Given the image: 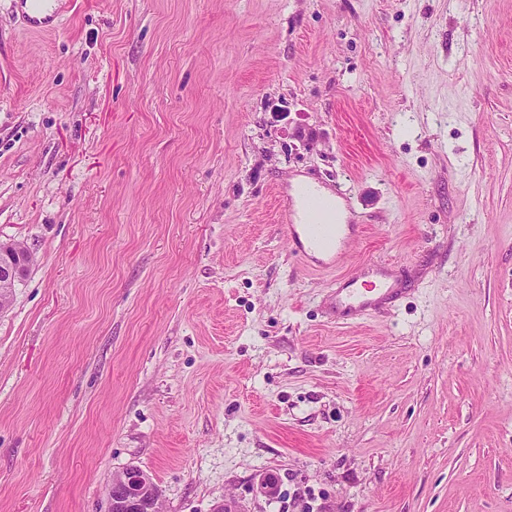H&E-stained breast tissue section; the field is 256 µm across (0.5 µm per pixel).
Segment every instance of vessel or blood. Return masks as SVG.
<instances>
[{
	"label": "vessel or blood",
	"instance_id": "vessel-or-blood-1",
	"mask_svg": "<svg viewBox=\"0 0 512 512\" xmlns=\"http://www.w3.org/2000/svg\"><path fill=\"white\" fill-rule=\"evenodd\" d=\"M23 21L27 29L41 31L62 24L63 14L35 10L25 13ZM283 227L295 252L305 261L315 262L317 267L333 266L342 257L336 249V212L331 200L317 190H305L301 199L285 197L281 214ZM394 290L388 283L358 285L356 279H347L336 290V304L355 317H364L379 310L381 304L392 298Z\"/></svg>",
	"mask_w": 512,
	"mask_h": 512
}]
</instances>
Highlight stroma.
<instances>
[{"label": "stroma", "instance_id": "35a3bbf8", "mask_svg": "<svg viewBox=\"0 0 512 512\" xmlns=\"http://www.w3.org/2000/svg\"><path fill=\"white\" fill-rule=\"evenodd\" d=\"M62 3L0 0V512H512V0ZM54 0V9L50 13L43 12L42 10H34L32 12H25L23 21L27 29L31 31H41L50 26L57 27L63 22V13L56 7ZM279 193L284 198L281 222L295 252L315 267H332L345 253V242L331 251L336 242L335 203L314 189L305 190L301 202L283 190ZM315 253L326 254L318 258ZM29 258L0 248V283H15L27 272ZM374 282L364 284L363 289L357 287L355 278L347 279L344 284L336 289V305L348 311L354 317H364L379 310L381 304L393 297L395 288L387 282H380L378 287ZM375 291V296L367 293ZM153 487L159 491L154 482ZM154 490L147 473L137 467H129L113 478L108 511L158 512L159 495Z\"/></svg>", "mask_w": 512, "mask_h": 512}]
</instances>
